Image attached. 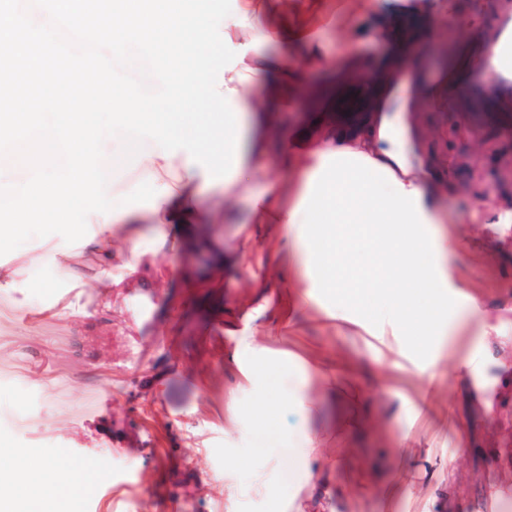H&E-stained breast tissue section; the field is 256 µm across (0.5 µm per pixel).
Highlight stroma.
I'll use <instances>...</instances> for the list:
<instances>
[{
    "label": "stroma",
    "instance_id": "1",
    "mask_svg": "<svg viewBox=\"0 0 512 512\" xmlns=\"http://www.w3.org/2000/svg\"><path fill=\"white\" fill-rule=\"evenodd\" d=\"M287 27L238 55L300 58L268 133L271 175L293 177L279 145L336 113L317 88L359 94L390 54L377 16L399 22L413 0H275ZM411 51L400 54L394 103L414 157L450 223L448 333L429 348L378 315L360 316L301 276L282 224H250L248 195L188 248L171 226L138 241L113 238L100 272L81 254L45 265L48 238L0 261L21 285L0 289V450L24 465L75 467L79 480L47 498L15 495L25 512H512V71L481 61L512 10L496 21L469 0H444ZM469 65L457 83L448 69ZM480 175L490 188L477 193ZM479 355L475 370L464 366ZM311 375L307 438L283 437L278 416L256 418L262 396L289 397L297 366ZM313 445L316 477L300 486L299 448ZM272 489H253V464Z\"/></svg>",
    "mask_w": 512,
    "mask_h": 512
}]
</instances>
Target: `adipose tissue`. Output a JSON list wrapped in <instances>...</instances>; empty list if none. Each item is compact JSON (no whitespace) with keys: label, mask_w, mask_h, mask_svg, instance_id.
Here are the masks:
<instances>
[{"label":"adipose tissue","mask_w":512,"mask_h":512,"mask_svg":"<svg viewBox=\"0 0 512 512\" xmlns=\"http://www.w3.org/2000/svg\"><path fill=\"white\" fill-rule=\"evenodd\" d=\"M229 36L243 33L264 41L278 37L264 26L254 0H240L236 12L221 24ZM391 65L377 64L366 95L346 99L335 88L320 91L323 111L346 115L338 131L316 136L303 134L301 164L293 179L294 190L284 182L267 179L263 189L251 194V219L261 223L268 216L286 224L289 245L303 277L325 288L327 295L356 312L373 311V290H386L384 318L407 336L419 337L429 346L443 335L438 319L419 310L414 289L438 297L448 286L445 248L432 227L441 223L427 191L426 169L412 158L404 131L403 109L391 102L385 74ZM287 58H256L226 71L224 81L238 112L237 170L224 183L212 211H228L237 194L249 192L255 173L261 171L264 150L249 129L268 125L291 76ZM268 85L266 102L250 95L253 87ZM138 177L124 189L122 203L102 202L89 209L84 222L65 229L66 247L49 248L45 262L59 264L70 247L93 253L101 250V234L139 238L150 225L176 224L195 228L207 214L197 206V195L206 186V170L190 165L186 150L164 158L161 148L140 156ZM24 453H0V475L18 477L20 483L43 490L71 482L72 477L54 461L31 471L23 467Z\"/></svg>","instance_id":"1"}]
</instances>
